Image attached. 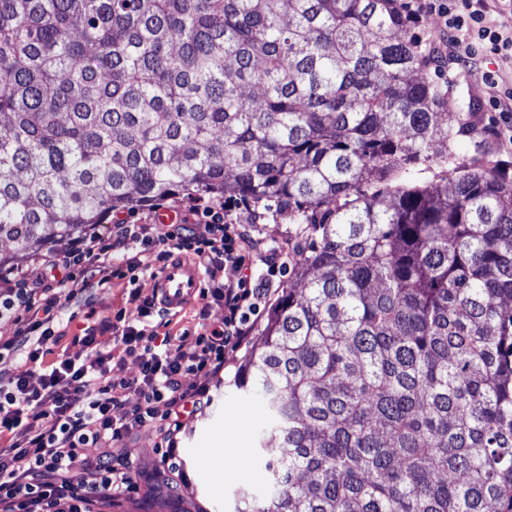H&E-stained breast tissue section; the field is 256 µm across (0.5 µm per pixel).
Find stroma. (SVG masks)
<instances>
[{
	"instance_id": "1",
	"label": "stroma",
	"mask_w": 512,
	"mask_h": 512,
	"mask_svg": "<svg viewBox=\"0 0 512 512\" xmlns=\"http://www.w3.org/2000/svg\"><path fill=\"white\" fill-rule=\"evenodd\" d=\"M481 61V56H474L467 76L459 78L447 66L429 60L422 76L428 81L442 78L448 83L449 121L459 131L457 150L461 156L477 166L505 169L512 176V147L498 145L494 136L502 123L500 109L488 98L481 82V71L487 67L495 71L502 86L512 88V51L492 56L486 67ZM229 217L248 225L251 235L264 247L283 250L286 267L277 285L286 287L300 259L298 225L268 213L258 214L243 205L233 207ZM137 260L138 282L116 278L96 289L94 308L98 317H111L122 309L127 322L160 335L197 328L203 310L209 320L216 322L223 317V306L207 296L196 299L180 313L170 314L165 328L159 326L157 318H140L131 293L137 286L150 288L159 264L149 251L138 253ZM245 353L242 347L226 353L219 375L195 373L186 377V384L208 386L211 403L178 436L179 473L166 480L154 477L153 461L160 436L155 429L141 428L130 443L140 472L139 488L114 499L104 512H235L242 491L266 498L269 485L256 437L265 424L263 414L255 397L237 391L232 384ZM216 448L226 449V456L214 457L212 451Z\"/></svg>"
}]
</instances>
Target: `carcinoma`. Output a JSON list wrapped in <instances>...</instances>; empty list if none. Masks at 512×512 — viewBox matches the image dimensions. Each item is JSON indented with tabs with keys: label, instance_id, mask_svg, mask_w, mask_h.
I'll return each instance as SVG.
<instances>
[{
	"label": "carcinoma",
	"instance_id": "1",
	"mask_svg": "<svg viewBox=\"0 0 512 512\" xmlns=\"http://www.w3.org/2000/svg\"><path fill=\"white\" fill-rule=\"evenodd\" d=\"M398 0H0V266L228 193L305 225L236 389V512H512V179L470 169Z\"/></svg>",
	"mask_w": 512,
	"mask_h": 512
}]
</instances>
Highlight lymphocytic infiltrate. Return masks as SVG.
Masks as SVG:
<instances>
[{"instance_id": "obj_1", "label": "lymphocytic infiltrate", "mask_w": 512, "mask_h": 512, "mask_svg": "<svg viewBox=\"0 0 512 512\" xmlns=\"http://www.w3.org/2000/svg\"><path fill=\"white\" fill-rule=\"evenodd\" d=\"M416 12L438 16L448 32V63L461 65L481 43L484 56L512 50V30L490 26L473 0H416ZM191 224H127L116 221L109 238L88 227L76 239L64 262L47 260L0 275V323L11 326L0 339V512H96L113 497L137 487L136 465L124 442L135 430L156 428L163 450L162 472L179 470L178 434L209 402L206 388L185 386L189 373L214 375L224 355L245 343L254 316L272 294L283 266L276 248L257 249L241 225L224 217L223 205L197 200ZM154 251L166 261L173 250L191 255L210 280L219 281L226 265L237 277L213 292L224 316L201 323L195 332L177 336L124 325L119 342L136 356L138 373L131 379L111 375L112 352L91 363L71 358L44 363L48 344L71 303L91 304L94 291L112 279L114 270H135L130 250ZM257 253L266 276L253 281L247 259ZM43 363L42 374L32 366ZM135 404H127V393ZM102 447L88 458L89 445Z\"/></svg>"}]
</instances>
